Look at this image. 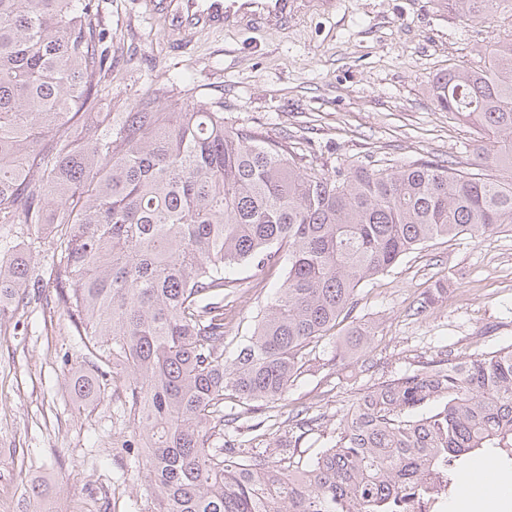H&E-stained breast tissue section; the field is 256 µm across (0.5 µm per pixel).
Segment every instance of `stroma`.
<instances>
[{"label":"stroma","mask_w":512,"mask_h":512,"mask_svg":"<svg viewBox=\"0 0 512 512\" xmlns=\"http://www.w3.org/2000/svg\"><path fill=\"white\" fill-rule=\"evenodd\" d=\"M94 24L112 58L104 111L123 112L153 89L160 105L222 107L227 123L281 142L328 172L364 158L417 159L487 172L475 133L437 110L433 75L471 64L512 38V16L470 22L448 0H298L288 24L198 31L184 45L146 0H99ZM287 264L236 272L241 297L226 309L225 333L245 336L270 305ZM444 282L424 316L416 302ZM371 331L369 345L336 359L324 340L309 370L276 410L280 429L260 432L272 410L237 422L240 439L277 459L286 421L309 408L321 427L302 444L330 446L350 406L374 384L452 352L489 353L512 345V230L480 240L432 239L364 282L350 314ZM84 364L65 321L38 301L0 318V512H142L149 494L144 457L114 447L116 403L73 390Z\"/></svg>","instance_id":"obj_1"}]
</instances>
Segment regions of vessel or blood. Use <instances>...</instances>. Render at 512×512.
Wrapping results in <instances>:
<instances>
[{"mask_svg":"<svg viewBox=\"0 0 512 512\" xmlns=\"http://www.w3.org/2000/svg\"><path fill=\"white\" fill-rule=\"evenodd\" d=\"M171 30L183 35L200 29L273 27L286 23L297 10V0H150Z\"/></svg>","mask_w":512,"mask_h":512,"instance_id":"b4317fda","label":"vessel or blood"}]
</instances>
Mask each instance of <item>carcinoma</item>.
Here are the masks:
<instances>
[{
	"label": "carcinoma",
	"instance_id": "cac0c4a2",
	"mask_svg": "<svg viewBox=\"0 0 512 512\" xmlns=\"http://www.w3.org/2000/svg\"><path fill=\"white\" fill-rule=\"evenodd\" d=\"M95 0H0V317L45 299L88 351L84 398L117 384L118 445L146 449L147 512H395L406 486L485 450L512 448V346L452 352L362 394L334 444L270 460L228 431L233 408L281 400L314 344L335 337L359 286L438 237L482 239L512 225V38L430 84L434 104L471 127L488 178L436 161H361L327 174L220 110L163 112L159 87L126 112L100 102L112 58ZM467 21L512 0H448ZM46 241L37 268L25 239ZM288 272L247 344L224 335L226 271ZM444 284L419 300L424 316ZM370 336L350 326L336 356ZM232 408L229 413L225 407ZM320 416L289 418L288 447Z\"/></svg>",
	"mask_w": 512,
	"mask_h": 512
}]
</instances>
